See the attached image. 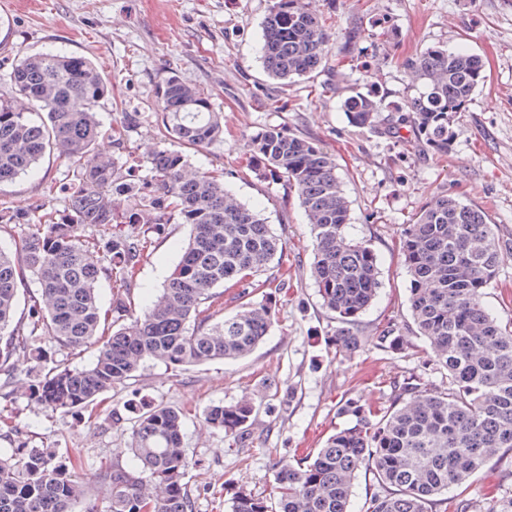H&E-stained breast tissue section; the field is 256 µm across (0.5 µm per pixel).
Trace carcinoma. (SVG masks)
I'll use <instances>...</instances> for the list:
<instances>
[{
  "instance_id": "obj_1",
  "label": "carcinoma",
  "mask_w": 512,
  "mask_h": 512,
  "mask_svg": "<svg viewBox=\"0 0 512 512\" xmlns=\"http://www.w3.org/2000/svg\"><path fill=\"white\" fill-rule=\"evenodd\" d=\"M325 25L304 0H270L262 25L261 60L268 77H308L327 59ZM410 93L388 101L374 91L343 102L349 123L392 138L409 127L423 150L445 157L459 135L460 113L487 80L484 57L431 47L405 57ZM0 95V186L33 171L46 152L67 161L47 200L33 208L0 206V234L26 231L14 249L0 248V400L14 395L17 358L44 371L29 397L56 412L80 410L95 424L104 396L124 386L150 360L174 369L248 356L268 335L288 297L281 239L256 209L224 187V174L196 169L175 149L136 152L129 133L142 123L126 112L105 129L97 118L108 92L93 62L64 51L22 55ZM160 135L185 148L208 146L224 133L207 94L172 73L156 88ZM112 140L115 154L97 148ZM252 167L293 188L313 238L310 275L322 306L336 319V351L365 346L400 350L399 328L359 336L360 316L380 289L377 256L347 233L350 202L336 159L313 139L282 128L250 135ZM169 224L188 238L166 284L148 303L135 301L136 273ZM410 277L413 324L433 352L431 366L447 383L409 373L390 383L387 404L345 399L352 425L335 429L323 447L281 466L273 498L230 485V512H350L358 474L373 477L363 512H447L441 498L503 450L512 452V320L493 318L484 303L504 252L488 215L438 194L400 237ZM38 284L27 312L16 317L19 286ZM108 283L109 308L99 286ZM239 311L224 313V294ZM65 353L57 359L43 347ZM84 368L70 357L87 349ZM127 451L100 462L98 478L112 493V512H193L183 483L190 467L182 445L188 411L140 402ZM256 401L213 405L205 418L237 441L249 437ZM73 451L19 445L0 454V512H72L86 495Z\"/></svg>"
}]
</instances>
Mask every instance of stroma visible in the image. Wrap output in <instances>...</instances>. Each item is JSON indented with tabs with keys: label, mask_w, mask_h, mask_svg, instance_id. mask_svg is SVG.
I'll list each match as a JSON object with an SVG mask.
<instances>
[{
	"label": "stroma",
	"mask_w": 512,
	"mask_h": 512,
	"mask_svg": "<svg viewBox=\"0 0 512 512\" xmlns=\"http://www.w3.org/2000/svg\"><path fill=\"white\" fill-rule=\"evenodd\" d=\"M331 36L325 63L312 77L281 84L260 59L262 22L268 0H8L0 6V79L19 55L64 49L90 58L110 87L99 113L102 125L126 112H154L156 85L169 73L208 94L224 119L220 141L191 152L193 166L224 172V183L242 203L256 207L284 245L290 273L288 299L268 335L250 355L213 360L171 371L149 363L134 380L109 395V412L87 426L84 415L51 413L27 397L23 362L11 401L0 412L15 416L22 440L46 448L72 449L82 460L85 504L112 512V495L96 483L100 461L125 450L133 421L130 403L191 407L183 446L193 466L185 481L194 512H228L224 487L241 486L272 496L281 464L322 447L336 427L343 399L383 401L389 381L409 372L430 384L441 381L428 362L429 347L412 325L409 276L399 251L406 224L426 200L448 193L486 212L495 232L512 242V0H305ZM364 37L345 47L349 27ZM434 46L464 47L484 56L488 77L462 113L459 135L448 156L423 151L414 139L352 127L342 110L351 91L374 90L389 100L408 92L399 63ZM266 127L297 131L332 154L351 202L352 232L369 240L380 267L376 302L360 317L361 336L378 335L386 323L400 328L403 349L363 348L337 354L336 321L323 308L310 277V228L295 190L256 176L247 138ZM62 159L45 155L37 169L0 188V203L31 207L43 182L59 178ZM182 225L160 237L137 275L138 300L162 288L181 257ZM498 320H512V255L485 294ZM292 391L287 409L258 408L249 440L239 444L203 418L213 404H232L258 389ZM497 486L512 497V456L490 460L467 482L448 490L449 503H473L486 512L485 494Z\"/></svg>",
	"instance_id": "1"
}]
</instances>
